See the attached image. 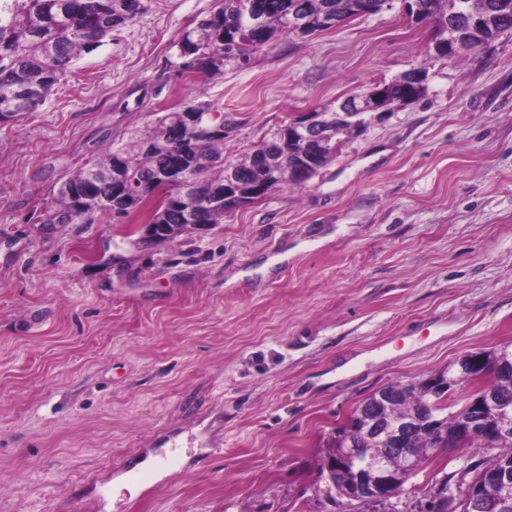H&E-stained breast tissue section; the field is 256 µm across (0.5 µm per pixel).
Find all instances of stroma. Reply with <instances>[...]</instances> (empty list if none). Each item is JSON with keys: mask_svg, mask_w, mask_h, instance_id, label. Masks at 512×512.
<instances>
[{"mask_svg": "<svg viewBox=\"0 0 512 512\" xmlns=\"http://www.w3.org/2000/svg\"><path fill=\"white\" fill-rule=\"evenodd\" d=\"M218 6L148 0L0 124V512H427L488 458L452 448L398 497L333 508L317 470L377 388L512 350V34L448 61L395 7L186 73L175 43ZM414 65L424 98L222 223L144 245L143 213L45 221L54 187L159 113L209 102L232 161Z\"/></svg>", "mask_w": 512, "mask_h": 512, "instance_id": "1", "label": "stroma"}]
</instances>
